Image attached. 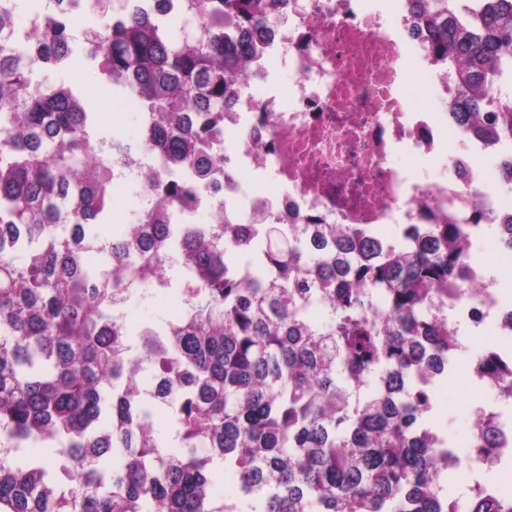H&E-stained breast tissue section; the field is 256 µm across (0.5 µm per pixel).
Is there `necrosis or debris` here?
<instances>
[{"instance_id":"4bbe7bcc","label":"necrosis or debris","mask_w":512,"mask_h":512,"mask_svg":"<svg viewBox=\"0 0 512 512\" xmlns=\"http://www.w3.org/2000/svg\"><path fill=\"white\" fill-rule=\"evenodd\" d=\"M271 0L268 24L234 84L236 105L224 114L212 150L217 174L194 183L195 201L168 207V221L190 224L198 209L228 224H458L474 210L504 208L489 190L478 158L498 154L491 134H463L453 119L452 79L414 32L410 0ZM427 76L430 109L405 98L407 63ZM291 82L281 87L277 70ZM461 166L468 184L442 177L421 182L413 163ZM452 328L469 324L512 336L501 295L484 269L472 266L467 288L452 291ZM495 449L473 460L470 493H492L483 474L512 459V415L485 405Z\"/></svg>"}]
</instances>
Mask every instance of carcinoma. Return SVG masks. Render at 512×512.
I'll return each instance as SVG.
<instances>
[{
  "mask_svg": "<svg viewBox=\"0 0 512 512\" xmlns=\"http://www.w3.org/2000/svg\"><path fill=\"white\" fill-rule=\"evenodd\" d=\"M101 18L87 55L143 113L141 144L94 138L63 81L34 82L0 47V512H512V500H448V445L436 448L433 387L460 340L444 314L467 280L468 224H409L383 240L346 224H238L187 231L161 208L191 185L157 176L152 210L104 239L112 175L146 147L197 179L233 105L260 0H85ZM427 49L460 89L463 133L497 123L512 141V0H413ZM197 36L176 40L170 18ZM42 48L72 51L64 14ZM512 188V152L497 157ZM181 272L182 310L131 341L121 305ZM324 313L317 322L313 311ZM486 384L512 399V366L487 349ZM173 422L178 450L159 438ZM476 432L470 456L495 447ZM31 448H53L41 458ZM222 470L233 499L211 493Z\"/></svg>",
  "mask_w": 512,
  "mask_h": 512,
  "instance_id": "carcinoma-1",
  "label": "carcinoma"
}]
</instances>
